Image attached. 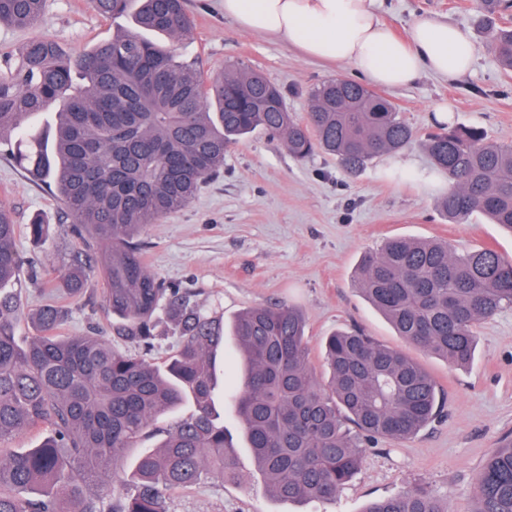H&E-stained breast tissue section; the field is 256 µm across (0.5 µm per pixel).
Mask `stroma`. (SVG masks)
Instances as JSON below:
<instances>
[{"mask_svg":"<svg viewBox=\"0 0 512 512\" xmlns=\"http://www.w3.org/2000/svg\"><path fill=\"white\" fill-rule=\"evenodd\" d=\"M479 0H380V19L397 37L428 14L467 29L480 51L467 75L445 79L429 73L400 88L381 89L418 134L434 126L431 107L452 105L457 123L486 131L491 141L512 145V72L484 48L491 27L479 20ZM193 18L181 45L205 74L241 61L256 68L284 93L289 112L304 117L308 92L330 78L356 79L346 64L307 57L294 45L241 32L224 16L223 0H186ZM128 19L107 20L90 0H46L35 32L77 55L111 36ZM438 172L419 147L389 154L365 169L346 173L335 156L318 152L299 161L261 132L233 146L224 168L207 180L184 209L152 225L144 235L145 262L166 286L190 294L225 322L259 304L279 302L300 309L310 359L321 367V344L332 333L360 329L400 350L436 378L446 397L445 414L415 437L381 439L365 451L362 464L335 500L280 502L263 487L246 448L237 450V483H204L175 495L172 512H362L373 499L426 484L449 512H474V479L501 437L512 432V307L501 309L478 329L473 361L463 369L408 344L354 286L365 252L388 238H440L456 252L489 246L512 257V235L481 215L451 224L435 203L439 191L426 187ZM0 201L18 226L15 245L40 270L38 283L18 284L29 309L62 300L69 336L108 331L102 284L93 278L92 298L61 294L59 269L82 250L58 197L33 180L9 155L0 154ZM48 224L46 243L28 235L33 219Z\"/></svg>","mask_w":512,"mask_h":512,"instance_id":"stroma-1","label":"stroma"}]
</instances>
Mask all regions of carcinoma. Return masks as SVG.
<instances>
[{"label":"carcinoma","mask_w":512,"mask_h":512,"mask_svg":"<svg viewBox=\"0 0 512 512\" xmlns=\"http://www.w3.org/2000/svg\"><path fill=\"white\" fill-rule=\"evenodd\" d=\"M105 19L132 14L80 56L37 35L0 70V149L33 178L54 187L85 242L62 274L65 294L83 297L95 269L115 335L65 336L67 311L45 304L27 312L8 287L23 270L17 224L0 202V512H171L174 492L237 477L224 426V317L167 288L143 262L141 236L188 206L224 168L229 148L255 131L282 142L297 160L317 151L354 173L373 159L419 146L448 175L441 213L463 224L487 216L512 233V145L452 122L424 138L397 107L368 87L331 78L308 95L304 120L258 70L233 62L206 78L177 60L172 44L192 28L184 0H92ZM45 0H0V24L32 29ZM512 72V27L489 44ZM52 110L42 126L36 119ZM355 287L408 343L468 365L477 326L512 306V259L489 247L455 253L448 241L389 238L365 254ZM180 347L162 364L147 357L161 316ZM35 333L21 336L23 323ZM302 313L285 304L247 308L230 333L244 362L229 392L247 448L269 495L322 502L358 470L364 444L404 440L442 416L435 378L405 353L361 331L324 342L327 387L309 359ZM192 411L163 430L155 450L131 471L124 450L151 435L158 418ZM43 426L33 448L14 436ZM474 512H512V438L487 457L475 479ZM364 512H449L420 485L371 501Z\"/></svg>","instance_id":"1"}]
</instances>
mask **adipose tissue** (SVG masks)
Listing matches in <instances>:
<instances>
[{
	"label": "adipose tissue",
	"instance_id": "1",
	"mask_svg": "<svg viewBox=\"0 0 512 512\" xmlns=\"http://www.w3.org/2000/svg\"><path fill=\"white\" fill-rule=\"evenodd\" d=\"M224 16L241 31L295 45L308 57L350 65L386 88L410 84L422 73L468 74L477 47L468 30L423 14L405 38L381 21L376 0H224Z\"/></svg>",
	"mask_w": 512,
	"mask_h": 512
}]
</instances>
